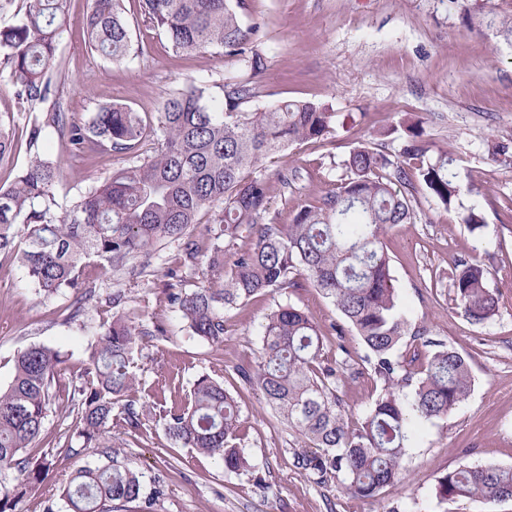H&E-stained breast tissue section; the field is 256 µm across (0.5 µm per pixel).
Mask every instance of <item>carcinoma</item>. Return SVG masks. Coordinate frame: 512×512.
I'll use <instances>...</instances> for the list:
<instances>
[{
  "label": "carcinoma",
  "mask_w": 512,
  "mask_h": 512,
  "mask_svg": "<svg viewBox=\"0 0 512 512\" xmlns=\"http://www.w3.org/2000/svg\"><path fill=\"white\" fill-rule=\"evenodd\" d=\"M24 2L20 18L0 26V58L10 68L18 111L26 113L29 146L50 125L73 158L128 154L149 135L154 154L89 185L66 205L55 193L59 162L35 155L10 185L0 186V254H15L40 293L79 294L88 290L89 267L148 257L159 241L174 239L186 267L204 265L203 283L189 293L170 294L169 302L190 336L216 348L224 343V310L263 292L285 293L294 287V276L305 273L342 315L343 323L332 330L344 357L325 358L320 326L304 310L284 304L260 324L255 364L236 367V375L244 389L258 388L308 442L311 450L294 452V463L317 483H338L359 498H375L398 483L418 424L447 416L471 390L468 360L427 338L426 327L409 328L399 313L383 242L386 228L416 218L404 192L412 185L407 162L419 161L416 178L432 198L451 208L463 190L452 154L442 150L435 160H426L431 146L418 132L409 135L396 159L378 144L360 141L343 161L345 174L336 189L300 206L292 223L279 224L270 216L262 161L295 143L332 135L336 113L296 100L245 110L254 87L233 78L216 84L223 95L218 108L204 101L205 89L193 82L171 91L151 126L126 104L103 106L84 124L68 122L54 72L69 0ZM124 2L92 0L85 21L91 52L116 65L144 54L134 47ZM138 5L174 53L215 49L244 73L264 68L256 45L260 25L243 24V0H138ZM490 156L511 163L512 143H494ZM209 212L204 231L210 247L204 254L194 225ZM245 232L253 246L224 269V243ZM488 278L477 259L455 261L456 305L476 324L498 313ZM123 300V294H112V320L67 392L77 408L74 435L81 448L94 449L105 462L78 469L44 512H157L165 496L158 479L144 492L143 474L119 460L111 443L112 432L136 434L149 417L145 404L130 396L137 380L134 353L140 338L159 331L118 312ZM347 327L365 348L367 374L379 386L355 422L338 394L346 376L357 377L349 371ZM408 335L413 351L402 360L398 350ZM62 364L60 351L31 346L18 354L11 382L0 388V512L49 476L52 461L34 462L26 451L60 400L56 377ZM240 397L203 374L184 399L160 406L156 422L179 447L222 461L226 473H252L254 466L238 444L244 424ZM436 497L512 500V467H460L439 478Z\"/></svg>",
  "instance_id": "1"
}]
</instances>
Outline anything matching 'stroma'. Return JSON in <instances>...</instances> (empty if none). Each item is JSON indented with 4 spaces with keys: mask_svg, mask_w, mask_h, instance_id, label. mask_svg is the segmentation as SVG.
I'll return each instance as SVG.
<instances>
[{
    "mask_svg": "<svg viewBox=\"0 0 512 512\" xmlns=\"http://www.w3.org/2000/svg\"><path fill=\"white\" fill-rule=\"evenodd\" d=\"M89 7L90 0H71L70 26L58 46L60 95L75 122L105 103L130 105L151 122L177 85L210 86L217 99L219 82L236 70L216 51L173 54L162 34L138 21L137 0H127L126 8L136 22L134 41L145 55L108 65L85 42L82 20ZM506 7L505 0H247L243 20L262 22L258 48L265 59L252 77L256 95L250 109L303 100L337 114L328 139L295 144L264 160L269 209L280 223H288L298 205L335 188L357 141H375L396 157L408 127L415 126L424 139L453 154L463 184L455 206L444 208L417 187L414 223L388 228L383 239L400 313L467 358L472 387L447 417L420 424L403 458L402 482L370 499L319 485L298 469L293 453L301 439L276 420L257 390L242 404L246 434L240 445L255 466L251 475L225 474L214 458L175 447L152 421L137 435H113L129 466L146 479L164 481L159 512H512V500L442 501L435 494L439 477L459 467L512 466V165L489 155L494 142L512 140V42L481 22ZM466 14L472 25L463 23ZM13 133L17 147L0 161V186L9 185L36 151L60 159L56 195L62 201L124 166L112 155L74 160L51 126L33 149L23 121L16 120ZM473 207L482 218L475 230L464 222ZM472 257L488 268L489 286L499 299L498 315L483 324L470 322L457 308L450 279L455 260ZM88 279L92 296L76 319L72 293L44 297L13 256L0 255V387L10 383L18 352L47 345L66 359L59 384L68 388L90 343L111 321L108 299L118 291L133 320L163 326L162 333L143 339L137 354L141 397L161 381L186 394L203 373L223 380L227 389L239 388L234 369L256 360L258 326L277 304L300 306L324 329L342 321L333 303L302 277L286 293L227 311L224 345L214 349L188 335L168 302L169 293L192 291L202 279L200 271L184 267L173 240L158 244L149 259L130 260L118 270L95 269ZM75 420L64 399L49 413L34 452L51 456L54 467L38 492L16 498L12 512H42L44 498L56 494L73 472L99 463L88 450L66 453Z\"/></svg>",
    "mask_w": 512,
    "mask_h": 512,
    "instance_id": "obj_1",
    "label": "stroma"
}]
</instances>
